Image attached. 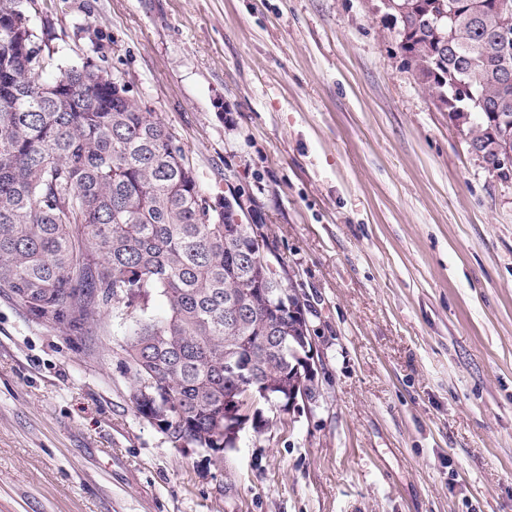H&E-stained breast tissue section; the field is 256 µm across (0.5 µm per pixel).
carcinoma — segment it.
Listing matches in <instances>:
<instances>
[{
	"instance_id": "cac0c4a2",
	"label": "carcinoma",
	"mask_w": 512,
	"mask_h": 512,
	"mask_svg": "<svg viewBox=\"0 0 512 512\" xmlns=\"http://www.w3.org/2000/svg\"><path fill=\"white\" fill-rule=\"evenodd\" d=\"M461 0H379L403 66L502 180L512 148V16ZM15 17L20 26L6 20ZM23 0H0V290L43 322L82 334L104 311L129 322L123 351L137 412L172 443L232 448L224 401L250 378L305 377L300 296L276 277L238 211H217L165 124L111 76L71 66L46 82ZM58 96L41 94L46 86ZM158 296L166 316L155 317ZM248 424L263 421L255 393Z\"/></svg>"
}]
</instances>
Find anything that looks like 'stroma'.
<instances>
[{
	"label": "stroma",
	"mask_w": 512,
	"mask_h": 512,
	"mask_svg": "<svg viewBox=\"0 0 512 512\" xmlns=\"http://www.w3.org/2000/svg\"><path fill=\"white\" fill-rule=\"evenodd\" d=\"M50 62L158 113L265 225L316 396L220 455L140 416L125 324L0 291V512H512V179L402 65L377 0H24Z\"/></svg>",
	"instance_id": "1"
}]
</instances>
